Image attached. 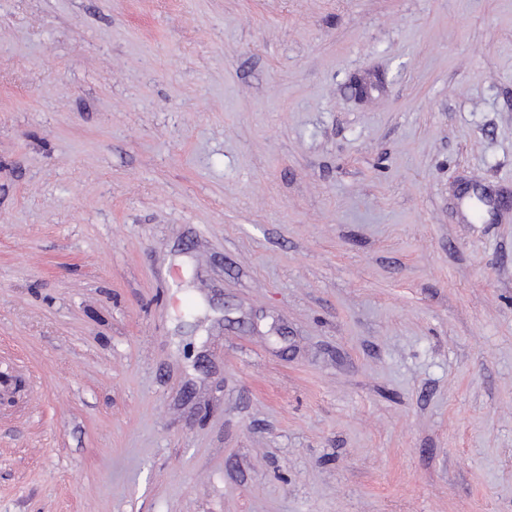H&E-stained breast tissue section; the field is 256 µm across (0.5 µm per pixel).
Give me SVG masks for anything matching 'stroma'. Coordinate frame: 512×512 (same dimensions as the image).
Returning <instances> with one entry per match:
<instances>
[{"mask_svg": "<svg viewBox=\"0 0 512 512\" xmlns=\"http://www.w3.org/2000/svg\"><path fill=\"white\" fill-rule=\"evenodd\" d=\"M0 512H512V0H0Z\"/></svg>", "mask_w": 512, "mask_h": 512, "instance_id": "35a3bbf8", "label": "stroma"}]
</instances>
